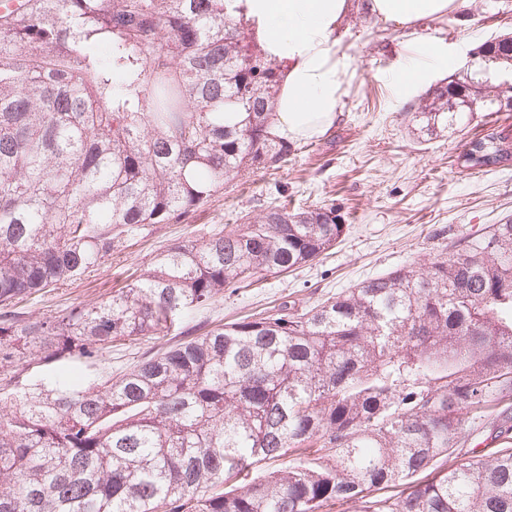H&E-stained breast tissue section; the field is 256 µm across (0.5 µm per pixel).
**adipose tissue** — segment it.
Returning a JSON list of instances; mask_svg holds the SVG:
<instances>
[{
  "label": "adipose tissue",
  "mask_w": 512,
  "mask_h": 512,
  "mask_svg": "<svg viewBox=\"0 0 512 512\" xmlns=\"http://www.w3.org/2000/svg\"><path fill=\"white\" fill-rule=\"evenodd\" d=\"M464 0H364L365 11L384 20L415 24L447 15ZM349 0H245L243 18L268 60L280 66L275 127L295 142L323 134L336 121L349 58L336 48V30ZM456 59L447 45L419 41L396 76L408 98Z\"/></svg>",
  "instance_id": "ef3b65f1"
}]
</instances>
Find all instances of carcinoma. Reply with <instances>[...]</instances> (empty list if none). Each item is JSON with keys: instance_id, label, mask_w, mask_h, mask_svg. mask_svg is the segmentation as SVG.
I'll return each instance as SVG.
<instances>
[{"instance_id": "obj_1", "label": "carcinoma", "mask_w": 512, "mask_h": 512, "mask_svg": "<svg viewBox=\"0 0 512 512\" xmlns=\"http://www.w3.org/2000/svg\"><path fill=\"white\" fill-rule=\"evenodd\" d=\"M25 2L0 13V305L288 164L280 71L236 0ZM482 58L512 61V40ZM416 118L430 135L448 127L433 102ZM344 228L334 207L284 201L170 247L105 301L1 317L0 512H512L510 221L100 384L15 389L114 342L161 341L238 284L316 260ZM484 432L498 448L458 452Z\"/></svg>"}]
</instances>
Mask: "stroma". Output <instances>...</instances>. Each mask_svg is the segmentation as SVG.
<instances>
[{
  "mask_svg": "<svg viewBox=\"0 0 512 512\" xmlns=\"http://www.w3.org/2000/svg\"><path fill=\"white\" fill-rule=\"evenodd\" d=\"M504 37L512 38V0H467L446 16L409 28L351 9L337 32V46L350 66L338 119L325 134L296 142L287 166L276 174L225 184L179 222L145 226L83 274L13 301L9 314L42 318L101 302L173 245L209 237L284 198L297 209L335 206L347 224L336 245L295 271L225 293L194 311L188 324L230 323L285 301L307 308L366 278L461 250L489 225L512 220V160L481 169L459 163L474 139L503 127L512 130V112L491 111L478 95L458 123L426 137L415 121L422 93L401 98L394 77L411 41L433 38L457 56L452 69L428 83L432 91L478 71L479 46ZM154 353L148 342L117 343L93 362L62 361L26 373L18 386H46L70 369L94 383Z\"/></svg>",
  "mask_w": 512,
  "mask_h": 512,
  "instance_id": "obj_1",
  "label": "stroma"
}]
</instances>
